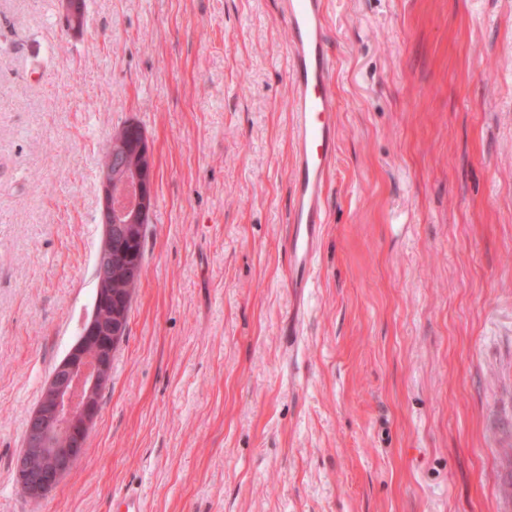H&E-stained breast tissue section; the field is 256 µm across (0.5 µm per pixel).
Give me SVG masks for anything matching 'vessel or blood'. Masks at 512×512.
<instances>
[{
    "label": "vessel or blood",
    "instance_id": "1",
    "mask_svg": "<svg viewBox=\"0 0 512 512\" xmlns=\"http://www.w3.org/2000/svg\"><path fill=\"white\" fill-rule=\"evenodd\" d=\"M327 0H276L289 32L287 78L292 166L289 177L288 285L308 287L320 251L325 201L336 159V58L328 38Z\"/></svg>",
    "mask_w": 512,
    "mask_h": 512
}]
</instances>
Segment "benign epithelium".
<instances>
[{"label": "benign epithelium", "mask_w": 512, "mask_h": 512, "mask_svg": "<svg viewBox=\"0 0 512 512\" xmlns=\"http://www.w3.org/2000/svg\"><path fill=\"white\" fill-rule=\"evenodd\" d=\"M78 5L79 0H61L62 15L75 30ZM140 154L139 165L129 164L125 130L113 134L110 160L100 171L101 211L107 218L97 267L101 281L112 275V238L136 232L154 204L152 152ZM126 333V310L116 308L106 322L93 312L83 335L56 366L25 421L16 471L19 489L27 498L44 499L84 454L99 414V396L111 383L112 357Z\"/></svg>", "instance_id": "benign-epithelium-1"}]
</instances>
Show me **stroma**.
Here are the masks:
<instances>
[{
  "label": "stroma",
  "instance_id": "35a3bbf8",
  "mask_svg": "<svg viewBox=\"0 0 512 512\" xmlns=\"http://www.w3.org/2000/svg\"><path fill=\"white\" fill-rule=\"evenodd\" d=\"M337 152L287 285L275 0H0V512H512V0H327ZM155 202L84 455L33 504L28 413L92 311L99 172ZM301 312L288 350L281 328Z\"/></svg>",
  "mask_w": 512,
  "mask_h": 512
}]
</instances>
